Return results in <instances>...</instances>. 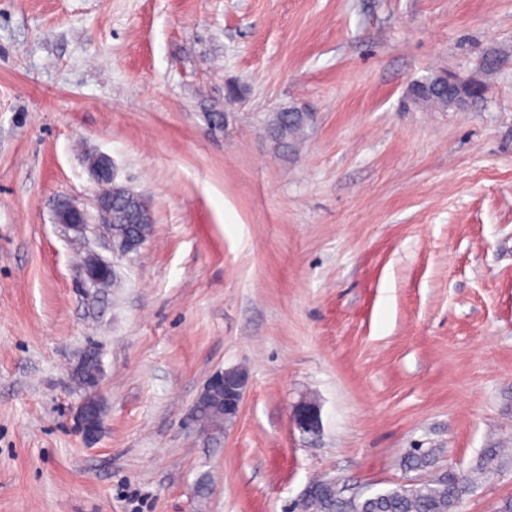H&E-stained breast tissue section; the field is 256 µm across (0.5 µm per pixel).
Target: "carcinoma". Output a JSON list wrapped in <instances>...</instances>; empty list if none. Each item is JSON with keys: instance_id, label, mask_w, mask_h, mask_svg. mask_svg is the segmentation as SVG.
<instances>
[{"instance_id": "1", "label": "carcinoma", "mask_w": 512, "mask_h": 512, "mask_svg": "<svg viewBox=\"0 0 512 512\" xmlns=\"http://www.w3.org/2000/svg\"><path fill=\"white\" fill-rule=\"evenodd\" d=\"M426 81L427 78L422 77L409 83L414 89V94L410 95L411 106L446 110L448 97L424 88ZM305 124V115L296 110L276 113L270 131L277 148L286 150L295 146L303 135ZM103 228L116 241H130L149 238L153 225L137 223L133 210L120 200L112 206V223L103 225ZM96 363L93 354H85L82 370L74 375L76 385L87 394L93 391L88 383L93 378ZM502 452L501 448H486L471 470L464 475L443 471L414 486L399 485L384 491L367 503L339 494L331 497L317 495L309 501L307 512H458L463 498L476 487L487 474L489 465L497 461ZM435 465L434 448L415 449L403 460V466L408 470L425 471Z\"/></svg>"}]
</instances>
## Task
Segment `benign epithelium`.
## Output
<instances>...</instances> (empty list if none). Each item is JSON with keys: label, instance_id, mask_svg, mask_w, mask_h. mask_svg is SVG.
<instances>
[{"label": "benign epithelium", "instance_id": "1", "mask_svg": "<svg viewBox=\"0 0 512 512\" xmlns=\"http://www.w3.org/2000/svg\"><path fill=\"white\" fill-rule=\"evenodd\" d=\"M436 81L448 91V107L457 112L467 110L471 103L472 93L483 90L482 85L475 81L460 80L450 77L444 72L438 74ZM90 174L97 184L107 187V190L96 196V216H91L83 206L72 201L59 204L56 210V223L65 230L77 232L83 237L86 236L91 224L112 223L113 201L138 199L136 192L132 189L116 183L112 160L109 157L97 156V165L90 168ZM83 275L85 283L94 288H105L111 283L114 275L113 262L90 251L87 253V261L83 266ZM248 385L249 374L246 369L241 367L227 368L210 376L192 407L191 421L197 432L205 436L210 435V432L203 427L199 409L215 396L223 398L224 425L234 424L241 413ZM95 407V401L84 399L74 411L77 432L89 443L94 442L101 433L102 419ZM291 418L293 426L304 435H313L320 431V407L311 399L304 398L295 403L292 407ZM321 490L343 492L345 487L341 486L336 479L324 480L320 485L312 483L294 504V509L304 508L308 497Z\"/></svg>", "mask_w": 512, "mask_h": 512}]
</instances>
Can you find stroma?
I'll return each instance as SVG.
<instances>
[{
	"label": "stroma",
	"mask_w": 512,
	"mask_h": 512,
	"mask_svg": "<svg viewBox=\"0 0 512 512\" xmlns=\"http://www.w3.org/2000/svg\"><path fill=\"white\" fill-rule=\"evenodd\" d=\"M443 71L464 112L405 110ZM241 91L227 97L228 86ZM309 114L278 152L274 112ZM153 234L85 285L55 222L86 155ZM107 404L85 442L72 372ZM250 373L224 433L189 410ZM320 405L307 436L290 412ZM512 448V0H0V512H290ZM512 463L462 503L496 512ZM248 385L249 374L241 367L227 368L210 376L192 407L191 421L197 432L205 436L210 435V432L203 427L199 409L215 396L223 398L224 428L234 424L241 413ZM436 465V449H415L408 453L403 460V466L408 470H429Z\"/></svg>",
	"instance_id": "35a3bbf8"
}]
</instances>
